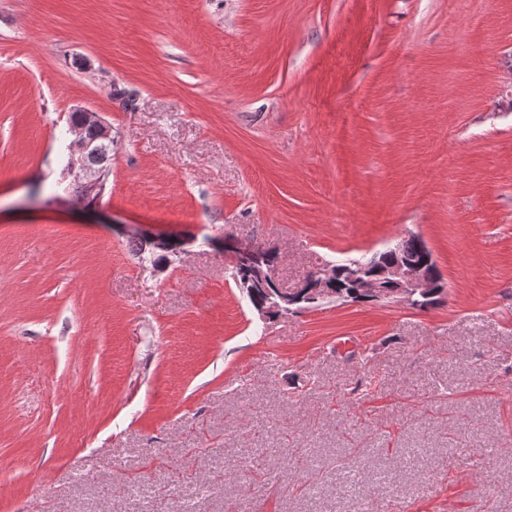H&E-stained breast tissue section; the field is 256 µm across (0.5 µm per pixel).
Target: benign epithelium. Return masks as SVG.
<instances>
[{
    "mask_svg": "<svg viewBox=\"0 0 512 512\" xmlns=\"http://www.w3.org/2000/svg\"><path fill=\"white\" fill-rule=\"evenodd\" d=\"M79 120L69 127L72 140L68 146L66 171L73 176V185L92 195L102 196L108 175L106 162L91 165L87 155L97 149L104 156L112 154V127L98 113L87 109L78 110ZM91 127L98 133V139L90 141L85 137L86 128ZM130 236L154 249L178 250L181 244L157 234H148L137 227L129 229ZM225 254L233 265L246 270L248 282L254 287H264L274 278V267L268 260V249L243 244H232ZM331 269L324 267L309 276L302 288L288 292L275 289L268 296L267 303L256 308L264 319L270 314L290 311L302 302L317 304L334 297L327 287ZM351 287L366 302H407L430 288V283L420 275V269L407 259H400L378 265L368 273L366 268L358 267L349 276Z\"/></svg>",
    "mask_w": 512,
    "mask_h": 512,
    "instance_id": "1",
    "label": "benign epithelium"
}]
</instances>
